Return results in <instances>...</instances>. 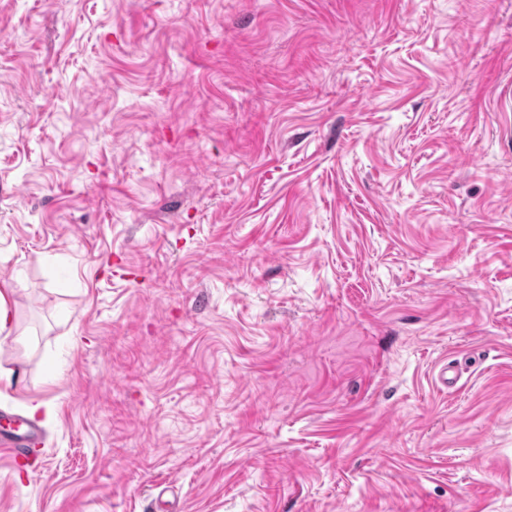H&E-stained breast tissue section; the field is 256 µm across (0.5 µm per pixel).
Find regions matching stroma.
I'll use <instances>...</instances> for the list:
<instances>
[{"mask_svg": "<svg viewBox=\"0 0 512 512\" xmlns=\"http://www.w3.org/2000/svg\"><path fill=\"white\" fill-rule=\"evenodd\" d=\"M1 288L0 512H512V0H0ZM2 421H4V433L2 435L0 432V446L7 448L12 453L15 464L28 462L29 452L27 448L20 446L25 441L41 438L42 429L31 421L7 414L2 416ZM22 427H24V432L16 433Z\"/></svg>", "mask_w": 512, "mask_h": 512, "instance_id": "1", "label": "stroma"}]
</instances>
